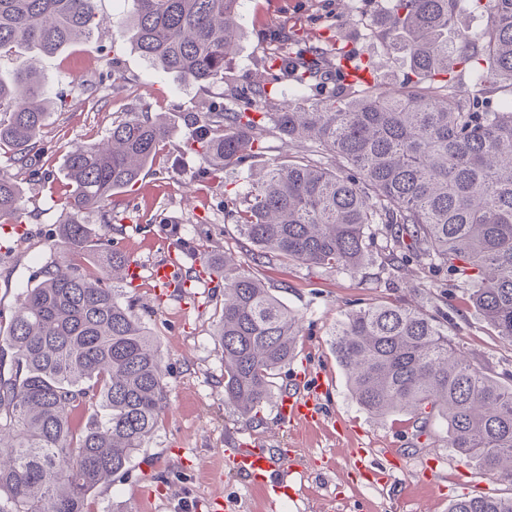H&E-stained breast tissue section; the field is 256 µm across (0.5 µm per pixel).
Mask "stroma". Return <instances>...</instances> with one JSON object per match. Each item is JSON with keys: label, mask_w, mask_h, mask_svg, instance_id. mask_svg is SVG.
<instances>
[{"label": "stroma", "mask_w": 512, "mask_h": 512, "mask_svg": "<svg viewBox=\"0 0 512 512\" xmlns=\"http://www.w3.org/2000/svg\"><path fill=\"white\" fill-rule=\"evenodd\" d=\"M95 7L105 23L94 44H71L38 64L48 98L39 136L40 176L16 171L11 155L0 150V170L16 172L24 204L21 224L0 225V327L5 329L22 291L38 281L59 241L65 152L106 139L113 125L143 103L170 130L155 163L134 186L113 195L118 219L112 228L101 224L99 214L89 216L99 235L141 267L140 282L129 294L160 346L170 389L156 432L134 457L132 478L96 491L89 499L92 512H112L116 504L125 512H211L216 497L223 512H448L461 496H511L512 485L483 474L449 448L443 419H432L420 434L411 414L370 415L353 397L331 346L329 330L345 313L380 302L416 307L447 327L449 338L489 375L512 383V342L479 314L469 286L448 270L405 261L380 224L367 240L369 259L355 274L273 257L253 261L251 244L235 230L228 199L269 162L314 155V145L291 148L270 131L261 154L226 169L222 182H193L176 173L177 155L195 117L207 102L230 106L227 88L188 83L141 56L130 36L117 28L131 9L130 0H95ZM377 8V0H363L357 12L342 8L340 0H243L233 60L239 84L260 79L270 49L268 31L301 27L315 36L313 17L327 12L338 44L372 48L377 81L387 87L400 84L409 75L401 59L369 44ZM188 241L199 245V252L186 255ZM227 254L300 317L298 354L280 369L273 398L250 417L224 403L214 281L161 298L152 280L157 262L176 259L187 274ZM317 375L327 383L317 399L323 426L284 424L277 396L285 390L308 392ZM253 443L288 451V488L277 501H267L260 487L224 467L226 453ZM357 447L365 449L364 460L353 456Z\"/></svg>", "instance_id": "35a3bbf8"}]
</instances>
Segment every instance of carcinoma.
<instances>
[{
    "label": "carcinoma",
    "mask_w": 512,
    "mask_h": 512,
    "mask_svg": "<svg viewBox=\"0 0 512 512\" xmlns=\"http://www.w3.org/2000/svg\"><path fill=\"white\" fill-rule=\"evenodd\" d=\"M486 20L483 39L462 29V3ZM93 0H0V55H43L92 40ZM241 0H133L124 32L154 65L198 84L222 83L233 108L209 106L184 154L218 179L262 149L267 125L284 143L312 141L342 159L338 169L305 156L256 175L231 200L238 234L258 257L357 272L366 235L382 224L394 243L431 266L479 283L472 300L512 342V104L492 109L469 86L512 93V0H385L375 36L402 55L413 77L393 89L363 85L372 56L329 48L320 35L279 31L265 75L240 88L232 71ZM319 90L311 105L266 112L268 85ZM43 84L23 65L0 79V150L39 174L37 140L47 116ZM168 130L148 108L130 112L102 143L76 146L64 165L61 243L42 280L23 294L3 342L13 366L0 371V512H91L88 498L129 478L133 459L169 399L159 347L123 271L130 256L93 238L86 213L112 224V195L139 180ZM24 211L16 177L0 171V219ZM94 269L83 260L100 250ZM216 336L224 356V404L243 416L269 400L295 356L300 318L226 257ZM357 401L374 415L407 411L448 424V447L512 485V385L466 358L420 309L377 304L331 330ZM82 408L90 420L72 424ZM448 512H512V497L455 500Z\"/></svg>",
    "instance_id": "carcinoma-1"
}]
</instances>
